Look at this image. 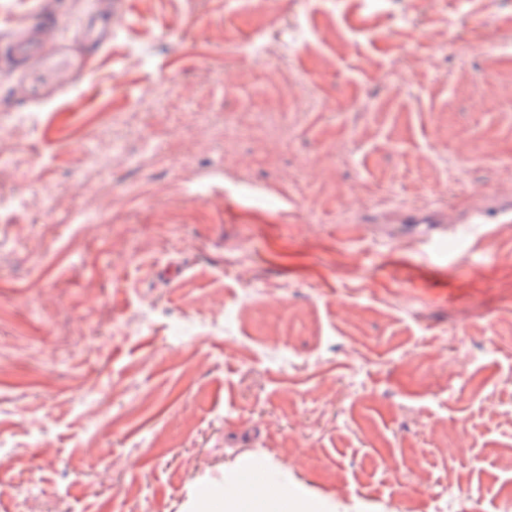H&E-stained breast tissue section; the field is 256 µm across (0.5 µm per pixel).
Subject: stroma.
Wrapping results in <instances>:
<instances>
[{
	"mask_svg": "<svg viewBox=\"0 0 512 512\" xmlns=\"http://www.w3.org/2000/svg\"><path fill=\"white\" fill-rule=\"evenodd\" d=\"M101 2L0 0V512H512V0ZM282 500L255 479L238 478L199 499L193 512H282Z\"/></svg>",
	"mask_w": 512,
	"mask_h": 512,
	"instance_id": "35a3bbf8",
	"label": "stroma"
}]
</instances>
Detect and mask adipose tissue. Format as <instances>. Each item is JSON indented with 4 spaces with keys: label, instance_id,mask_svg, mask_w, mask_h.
Returning <instances> with one entry per match:
<instances>
[{
    "label": "adipose tissue",
    "instance_id": "adipose-tissue-1",
    "mask_svg": "<svg viewBox=\"0 0 512 512\" xmlns=\"http://www.w3.org/2000/svg\"><path fill=\"white\" fill-rule=\"evenodd\" d=\"M282 507L268 485L239 478L205 494L195 512H282Z\"/></svg>",
    "mask_w": 512,
    "mask_h": 512
}]
</instances>
